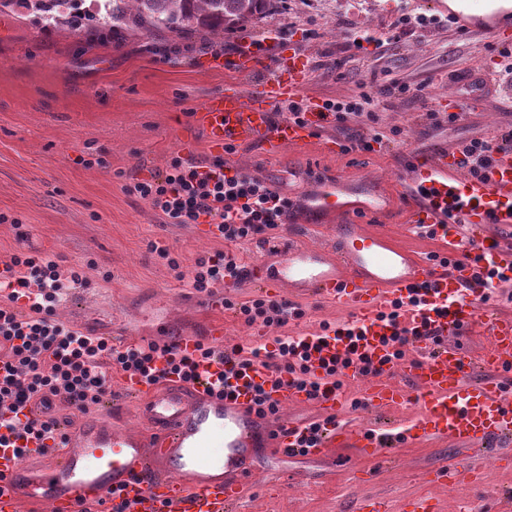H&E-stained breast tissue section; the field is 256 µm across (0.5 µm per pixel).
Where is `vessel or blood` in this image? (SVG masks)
Returning <instances> with one entry per match:
<instances>
[{
  "label": "vessel or blood",
  "instance_id": "b4317fda",
  "mask_svg": "<svg viewBox=\"0 0 512 512\" xmlns=\"http://www.w3.org/2000/svg\"><path fill=\"white\" fill-rule=\"evenodd\" d=\"M435 0L449 25L467 34L512 27V5L483 0ZM236 73L258 76L251 88L226 84L196 110L197 125L215 156L226 145H260L271 156L283 148L318 143L322 153L337 154L332 138L314 140L332 117L310 104L307 122L277 119L280 107L297 101L309 80L305 49L282 55L280 49L260 52L243 45L231 59ZM349 183L339 178L314 196L315 210L339 215L343 222L325 247H276L269 263L245 267L240 285L265 290L288 287L312 293L346 310L341 332L363 331L364 340L326 337L320 355L345 358L350 350L368 354L381 371L363 384L362 405L379 415L407 399L404 385L391 379L384 336L418 332L417 359L405 368L418 388L417 417L398 432L360 428L339 420L342 397L332 384L322 386L315 405L329 428L312 448L326 456L346 446L367 458L382 449L423 438L487 450L512 444V319L487 315L489 347L481 357L484 380L469 382L470 358L450 336L473 323L480 301L472 286L480 280L512 282V248L493 245L484 234L488 224L512 234V150L493 152L480 176L466 173L462 153L442 148L426 157L416 172L394 191L366 200H348ZM398 211L409 228L435 240L456 238L464 258L441 266L419 259L386 234L362 228L367 215ZM407 305L398 325L379 320L393 302ZM199 382L174 376L148 383L133 376L124 386L139 400L138 416L147 426L141 434L87 413L68 425L59 450L20 454L0 448V512H79L122 494L127 512H233L251 474L249 459L260 448L286 451L298 447L304 424L282 419L277 428L264 426L251 407V387L266 377L263 368L230 370L218 360L204 362ZM407 382V383H408ZM223 466H215V456Z\"/></svg>",
  "mask_w": 512,
  "mask_h": 512
}]
</instances>
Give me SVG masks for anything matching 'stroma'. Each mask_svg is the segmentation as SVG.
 <instances>
[{
    "label": "stroma",
    "instance_id": "obj_1",
    "mask_svg": "<svg viewBox=\"0 0 512 512\" xmlns=\"http://www.w3.org/2000/svg\"><path fill=\"white\" fill-rule=\"evenodd\" d=\"M424 22L384 47L351 46L357 27L374 36L391 29L402 11ZM269 39L307 48L311 76L303 96L322 103L379 87L395 78L409 91L386 98L375 119L348 117L321 137L389 133L373 151L329 156L317 147L286 148L274 158L259 146L225 154V162L278 186L294 202L336 177L392 189L417 160L467 138H493L512 128V108L498 91L484 96L481 111L452 121L441 96L470 95L467 84L449 88L457 72L483 70L512 33L463 35L446 16L421 10L417 0H285L282 8L246 29L204 36L189 31L145 34L46 27L18 8L0 13V261L14 254L55 257L62 271L78 270L55 314L60 321L99 336L121 332L116 348L168 336L203 335L220 321L228 345L310 334L344 319L335 304L290 289L278 298L299 306L302 318L287 326L246 324L236 304L261 296L255 287L231 288L233 308L213 309L186 278L197 258L216 252L240 262L262 260L251 243L227 242L207 224H168L145 200L130 194L134 180L165 171L174 156L211 159L206 137L193 122L196 109L236 78L226 63L227 42ZM436 111L429 119L428 111ZM365 227L389 235L421 259L443 254V244L409 233L396 216L364 218ZM166 248L172 269L159 257ZM392 463L360 459L356 449L329 458L282 455L259 449L251 462L238 512H354L355 501L374 496L386 512H406L408 501L434 500L437 512H512V467L494 455L441 439L392 448ZM463 463L470 478L442 486V463Z\"/></svg>",
    "mask_w": 512,
    "mask_h": 512
}]
</instances>
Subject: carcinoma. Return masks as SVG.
<instances>
[{"mask_svg": "<svg viewBox=\"0 0 512 512\" xmlns=\"http://www.w3.org/2000/svg\"><path fill=\"white\" fill-rule=\"evenodd\" d=\"M64 0H0V10L16 6L39 14L49 27L78 24L80 16L66 14ZM278 0H100L88 20L110 30L135 28L147 33L203 31L222 34L243 29L253 18L275 8Z\"/></svg>", "mask_w": 512, "mask_h": 512, "instance_id": "carcinoma-1", "label": "carcinoma"}]
</instances>
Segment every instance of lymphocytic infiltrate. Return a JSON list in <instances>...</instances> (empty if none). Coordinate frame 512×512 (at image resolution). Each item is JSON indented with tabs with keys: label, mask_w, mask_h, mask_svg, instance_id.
Listing matches in <instances>:
<instances>
[{
	"label": "lymphocytic infiltrate",
	"mask_w": 512,
	"mask_h": 512,
	"mask_svg": "<svg viewBox=\"0 0 512 512\" xmlns=\"http://www.w3.org/2000/svg\"><path fill=\"white\" fill-rule=\"evenodd\" d=\"M395 88L391 82L374 92L364 90L346 99L328 100L323 109L339 124L351 115L372 120L384 96ZM130 191L147 200L167 223L211 224L228 242L273 234L294 207L293 200L274 184L226 166L221 159L198 162L174 157L164 173L135 182ZM241 273L235 256L225 252L205 255L194 264L190 286L209 295L225 278ZM62 277L58 263L48 256L19 253L0 266V428L19 431L22 440L41 442L53 438L58 428L51 416L16 427L13 417L28 400H40L48 408L59 397L66 406L85 412L109 388L112 369L152 381L155 362L162 357L168 373L190 380L199 363L214 356V349L202 343L191 356L179 355L175 344L168 341L118 349L106 338L58 321L55 307L63 289ZM224 306L237 308L250 325L283 327L303 316L298 306L266 295L238 305L228 300ZM224 360L245 369L261 366L274 386L290 380L311 398L320 388V379L310 370L311 349L303 336H279L272 345L248 350L236 345Z\"/></svg>",
	"instance_id": "f902f5d3"
}]
</instances>
